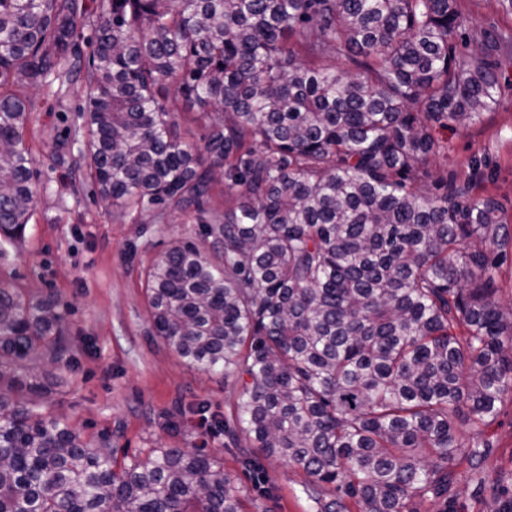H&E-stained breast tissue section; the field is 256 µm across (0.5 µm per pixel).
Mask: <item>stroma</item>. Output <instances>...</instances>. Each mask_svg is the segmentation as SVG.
Masks as SVG:
<instances>
[{"label":"stroma","instance_id":"1","mask_svg":"<svg viewBox=\"0 0 512 512\" xmlns=\"http://www.w3.org/2000/svg\"><path fill=\"white\" fill-rule=\"evenodd\" d=\"M469 24L457 58L488 35L512 37V0H457ZM501 88L495 110L471 126L436 128L448 155L433 175L476 180L477 194L512 214V47L493 49ZM27 139L34 159L37 206L25 237L0 276L34 296L51 295L67 311L70 361L35 363L32 376L48 388V411L64 416L91 447L108 441L118 454L147 448H198L218 456L235 476L250 512H317L302 473L261 460V480L239 462L218 427L239 386L220 373L186 365L155 335L149 320L146 271L168 242L198 240L195 214L171 207L128 213L104 208L87 177L75 139L83 126L79 80L61 93L28 89ZM491 442L478 469H456L453 512H512V399L488 429Z\"/></svg>","mask_w":512,"mask_h":512}]
</instances>
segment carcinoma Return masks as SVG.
Returning <instances> with one entry per match:
<instances>
[{"label": "carcinoma", "mask_w": 512, "mask_h": 512, "mask_svg": "<svg viewBox=\"0 0 512 512\" xmlns=\"http://www.w3.org/2000/svg\"><path fill=\"white\" fill-rule=\"evenodd\" d=\"M0 0V258L35 207L26 89L83 75L101 202L194 212L147 271L153 329L240 383L224 433L309 479L319 512H421L512 396V308L495 274L512 225L471 183L422 180L433 133L498 104L488 50L458 60L456 0ZM351 64L363 77L351 75ZM215 113L204 144L172 103ZM223 186L224 215L204 203ZM65 318L0 277V512H245L216 458L118 462L33 398Z\"/></svg>", "instance_id": "obj_1"}]
</instances>
